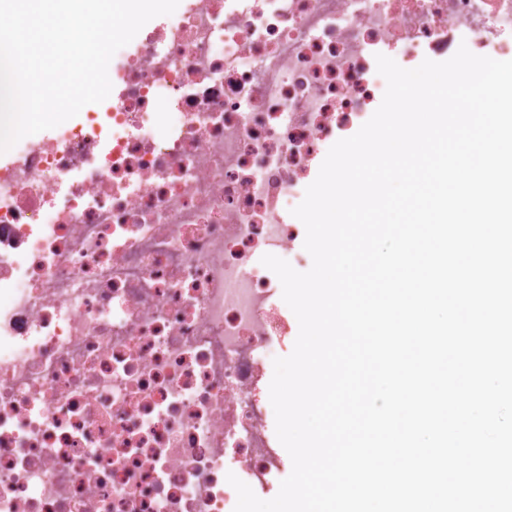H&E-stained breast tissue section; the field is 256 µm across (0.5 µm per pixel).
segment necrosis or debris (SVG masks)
<instances>
[{"mask_svg": "<svg viewBox=\"0 0 512 512\" xmlns=\"http://www.w3.org/2000/svg\"><path fill=\"white\" fill-rule=\"evenodd\" d=\"M512 45V0H180L111 101L0 159V512H234L275 487L266 254L386 82ZM164 129L156 139V129Z\"/></svg>", "mask_w": 512, "mask_h": 512, "instance_id": "obj_1", "label": "necrosis or debris"}]
</instances>
